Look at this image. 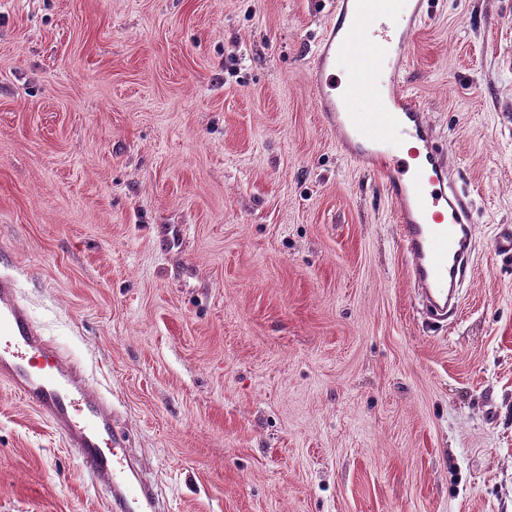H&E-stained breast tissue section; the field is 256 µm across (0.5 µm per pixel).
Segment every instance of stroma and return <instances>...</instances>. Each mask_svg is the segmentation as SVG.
Segmentation results:
<instances>
[{
    "mask_svg": "<svg viewBox=\"0 0 512 512\" xmlns=\"http://www.w3.org/2000/svg\"><path fill=\"white\" fill-rule=\"evenodd\" d=\"M428 9L404 79L477 207L437 330L313 102L329 0H0V252L164 512H512V0ZM0 512H110L1 381Z\"/></svg>",
    "mask_w": 512,
    "mask_h": 512,
    "instance_id": "obj_1",
    "label": "stroma"
}]
</instances>
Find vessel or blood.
Returning a JSON list of instances; mask_svg holds the SVG:
<instances>
[{
	"mask_svg": "<svg viewBox=\"0 0 512 512\" xmlns=\"http://www.w3.org/2000/svg\"><path fill=\"white\" fill-rule=\"evenodd\" d=\"M362 7L363 0H335L333 20L309 65L318 109L338 130L348 157L359 165H373L383 175L414 287L436 311H453L474 259L472 199L434 144L420 106L400 83L412 36L429 11L425 0H403L397 8L384 2L376 19L363 28ZM357 38L381 64L363 69L339 98L334 93L335 69ZM359 98L377 101L376 123L351 112ZM0 381L77 450L91 480L110 493L112 512H161L150 481L134 485L127 480L131 441L115 421L111 399L89 389L82 367L36 324L19 296L16 277L7 272L0 273Z\"/></svg>",
	"mask_w": 512,
	"mask_h": 512,
	"instance_id": "1",
	"label": "vessel or blood"
}]
</instances>
